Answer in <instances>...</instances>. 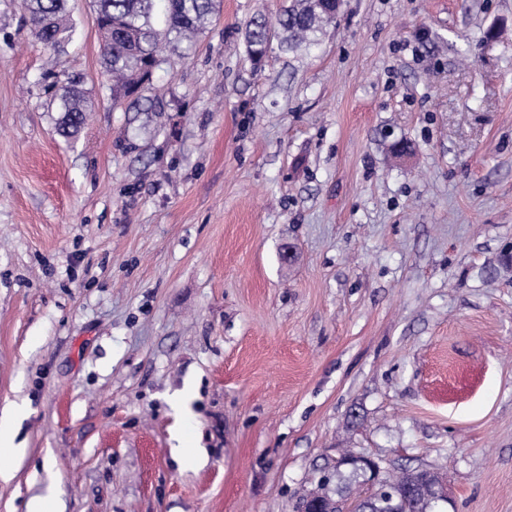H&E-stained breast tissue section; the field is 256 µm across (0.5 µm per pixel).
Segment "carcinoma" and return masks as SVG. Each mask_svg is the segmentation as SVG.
<instances>
[{"label": "carcinoma", "mask_w": 512, "mask_h": 512, "mask_svg": "<svg viewBox=\"0 0 512 512\" xmlns=\"http://www.w3.org/2000/svg\"><path fill=\"white\" fill-rule=\"evenodd\" d=\"M69 0H23L28 22L39 40L54 48L72 34ZM214 0H95L99 29L105 39L104 63L112 77V96L128 97L152 76L160 60L158 48L183 47L203 30L212 14ZM333 0H288L278 18L275 35L290 49L310 50L318 44L323 28L335 22ZM270 46L269 27L262 17L250 21L246 32L249 57L261 61ZM50 85L59 102V134L75 137L84 121L85 106L75 78L62 64ZM372 479L370 469L359 463L358 454L344 453L320 476L317 489L325 503L345 505L351 512H439L432 486L437 476L425 472L414 477L409 466L383 467L371 494L363 488Z\"/></svg>", "instance_id": "carcinoma-1"}]
</instances>
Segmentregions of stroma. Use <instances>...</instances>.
Returning a JSON list of instances; mask_svg holds the SVG:
<instances>
[{
    "instance_id": "obj_1",
    "label": "stroma",
    "mask_w": 512,
    "mask_h": 512,
    "mask_svg": "<svg viewBox=\"0 0 512 512\" xmlns=\"http://www.w3.org/2000/svg\"><path fill=\"white\" fill-rule=\"evenodd\" d=\"M284 2L218 0L116 108L70 0L68 140L0 0V512H293L348 449L512 512V0H345L254 65ZM267 22L262 17L253 18L246 32V48L249 57L255 61H261L270 46L271 33ZM60 62H56V80L50 85L59 102L61 116L57 122L59 134L65 138L75 137L84 121L85 106L75 78L69 76ZM27 411V403H13L0 417V476L5 477L12 460L22 453L23 448L15 444L14 426Z\"/></svg>"
}]
</instances>
